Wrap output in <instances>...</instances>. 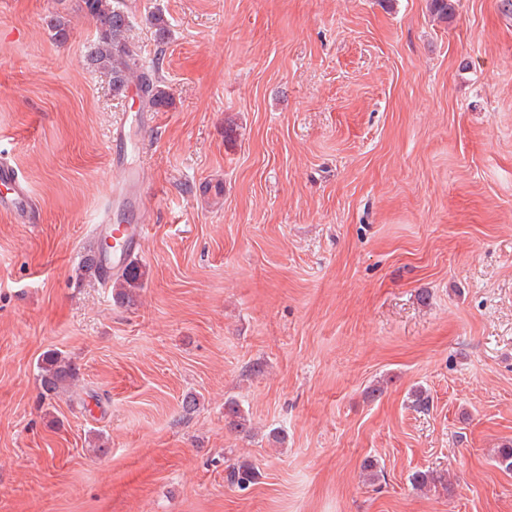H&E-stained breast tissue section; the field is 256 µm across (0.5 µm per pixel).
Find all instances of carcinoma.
<instances>
[{"label": "carcinoma", "instance_id": "cac0c4a2", "mask_svg": "<svg viewBox=\"0 0 512 512\" xmlns=\"http://www.w3.org/2000/svg\"><path fill=\"white\" fill-rule=\"evenodd\" d=\"M82 10L91 16L96 28V36L86 55L89 66L104 71L109 76L112 92L125 93L132 82H137L141 91V101L149 109L161 110L169 106L170 95L159 84L155 71L138 65V54L129 40V17L123 8L122 0H83ZM145 272L133 263L125 271L116 275L112 282V298L119 305L133 301L137 289L144 286ZM79 367L57 352L44 355L39 366L40 398L53 400L70 392L76 385ZM224 421L231 429L246 432L250 420L233 401L224 403ZM256 478L253 467L241 464L227 469L226 481L230 485L245 487ZM417 490L429 489L440 484L451 490L445 478L432 471H416L410 477Z\"/></svg>", "mask_w": 512, "mask_h": 512}]
</instances>
